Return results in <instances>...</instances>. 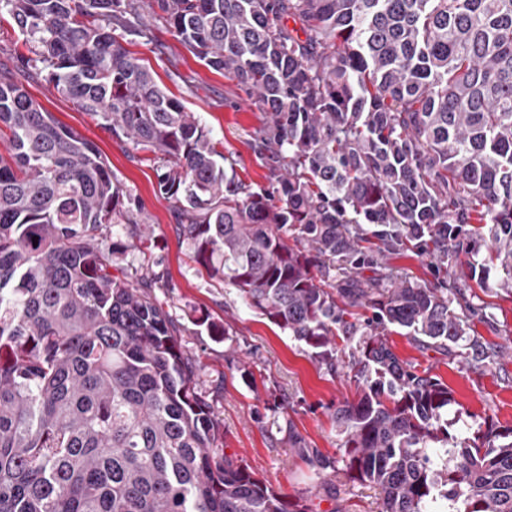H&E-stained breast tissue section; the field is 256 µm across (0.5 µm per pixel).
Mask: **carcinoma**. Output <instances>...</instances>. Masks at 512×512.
Returning <instances> with one entry per match:
<instances>
[{
	"instance_id": "1",
	"label": "carcinoma",
	"mask_w": 512,
	"mask_h": 512,
	"mask_svg": "<svg viewBox=\"0 0 512 512\" xmlns=\"http://www.w3.org/2000/svg\"><path fill=\"white\" fill-rule=\"evenodd\" d=\"M0 4L29 45L0 67V512H312L224 453L158 277L106 246L110 225L150 241L137 198L25 74L162 156L159 192L211 276L314 358L350 349L358 398L336 408L341 456L320 474L356 473L379 512H512V427L449 433L448 386L387 338L467 341L454 263L480 288L500 269L512 294V0ZM146 8L268 114L253 136L267 186L228 175L195 113L129 56ZM404 251L443 277L383 271Z\"/></svg>"
}]
</instances>
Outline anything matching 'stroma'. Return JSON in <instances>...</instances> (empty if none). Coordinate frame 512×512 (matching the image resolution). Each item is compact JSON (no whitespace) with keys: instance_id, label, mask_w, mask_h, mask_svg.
<instances>
[{"instance_id":"obj_1","label":"stroma","mask_w":512,"mask_h":512,"mask_svg":"<svg viewBox=\"0 0 512 512\" xmlns=\"http://www.w3.org/2000/svg\"><path fill=\"white\" fill-rule=\"evenodd\" d=\"M150 28V37L128 43L132 56L149 64L158 85L210 130L226 170L251 189L266 185L268 166L252 139L266 124V113L235 81L209 68L175 37L162 18L152 17ZM24 87L59 125L94 144L115 182L139 199L142 216L152 226L153 245L137 249L129 235L116 234L119 262L138 274L158 277L155 294L179 328L198 390L221 419L225 453L244 460L275 491L308 499L313 512H378L376 487L345 474L322 481L308 460L312 453L340 456L336 408L357 394L348 354L337 353L330 365L320 362L249 308L234 288L210 277L177 230L175 204L159 193V163L150 154L113 136L99 117L83 111L53 84L31 78ZM472 303L469 336L487 348L486 359L447 354L395 327L388 333L401 361L447 385L454 399L448 422L461 438L475 435L487 421L512 426V295L480 288ZM205 313L224 327V336L208 335L195 325V318ZM292 437L305 446V454L289 447Z\"/></svg>"}]
</instances>
